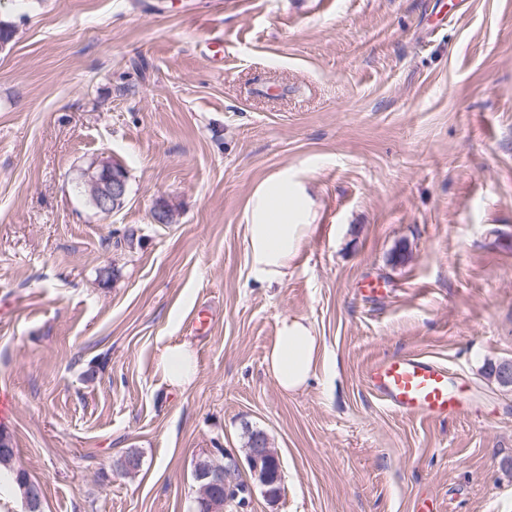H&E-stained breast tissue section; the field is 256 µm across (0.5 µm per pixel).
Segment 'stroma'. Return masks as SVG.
<instances>
[{
	"instance_id": "1",
	"label": "stroma",
	"mask_w": 512,
	"mask_h": 512,
	"mask_svg": "<svg viewBox=\"0 0 512 512\" xmlns=\"http://www.w3.org/2000/svg\"><path fill=\"white\" fill-rule=\"evenodd\" d=\"M0 21V429L44 512H190L197 457L249 427L283 486L252 512H512V387L487 374L512 360V0H0ZM101 155L128 174L107 216L79 179ZM281 173L313 229L268 284L245 226ZM286 317L320 341L293 394L265 362ZM404 353L468 411L387 408L365 371ZM165 381L175 388L189 386L197 374V358L194 349L186 342L165 348L163 354Z\"/></svg>"
}]
</instances>
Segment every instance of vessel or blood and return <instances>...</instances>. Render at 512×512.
Listing matches in <instances>:
<instances>
[{"label": "vessel or blood", "instance_id": "b4317fda", "mask_svg": "<svg viewBox=\"0 0 512 512\" xmlns=\"http://www.w3.org/2000/svg\"><path fill=\"white\" fill-rule=\"evenodd\" d=\"M365 382L394 412L425 420H446L464 414L463 387L450 386L445 366L416 354L372 361Z\"/></svg>", "mask_w": 512, "mask_h": 512}]
</instances>
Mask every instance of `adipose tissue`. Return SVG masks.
I'll return each mask as SVG.
<instances>
[{
	"label": "adipose tissue",
	"instance_id": "ef3b65f1",
	"mask_svg": "<svg viewBox=\"0 0 512 512\" xmlns=\"http://www.w3.org/2000/svg\"><path fill=\"white\" fill-rule=\"evenodd\" d=\"M310 229L306 205L287 176L265 183L255 194L251 222L246 227L256 278L268 283L282 281ZM318 353L319 344L311 325L301 317L286 318L280 323L265 361L281 390L292 393L308 383ZM163 372L170 386H189L197 374L196 353L191 345L182 342L167 346Z\"/></svg>",
	"mask_w": 512,
	"mask_h": 512
}]
</instances>
